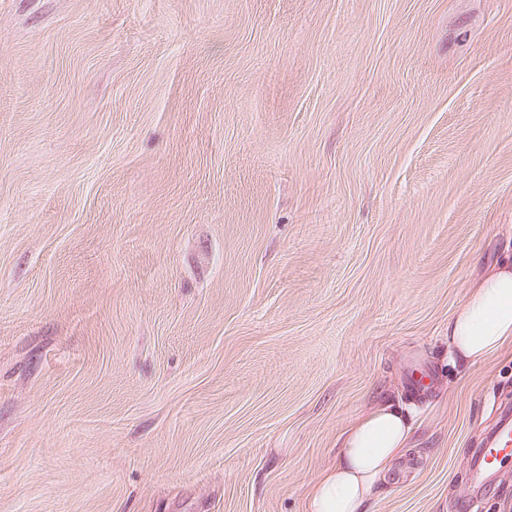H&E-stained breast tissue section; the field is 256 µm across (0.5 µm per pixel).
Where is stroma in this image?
Returning a JSON list of instances; mask_svg holds the SVG:
<instances>
[{
    "label": "stroma",
    "instance_id": "obj_1",
    "mask_svg": "<svg viewBox=\"0 0 512 512\" xmlns=\"http://www.w3.org/2000/svg\"><path fill=\"white\" fill-rule=\"evenodd\" d=\"M512 0H0V512H306L391 400L370 512H512ZM512 345V258L493 265L448 321V359L473 367ZM512 426L503 428L496 438L488 445L482 448L481 461L485 470L493 468V464L500 454H509L512 451Z\"/></svg>",
    "mask_w": 512,
    "mask_h": 512
}]
</instances>
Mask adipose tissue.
Here are the masks:
<instances>
[{
    "label": "adipose tissue",
    "mask_w": 512,
    "mask_h": 512,
    "mask_svg": "<svg viewBox=\"0 0 512 512\" xmlns=\"http://www.w3.org/2000/svg\"><path fill=\"white\" fill-rule=\"evenodd\" d=\"M512 346V259L492 266L448 322V359L473 367ZM409 413L385 402L353 422L334 465L313 484L309 512H368L381 481L407 451Z\"/></svg>",
    "instance_id": "obj_1"
}]
</instances>
